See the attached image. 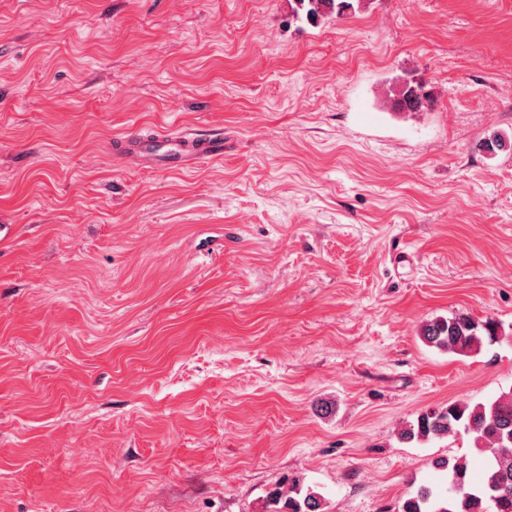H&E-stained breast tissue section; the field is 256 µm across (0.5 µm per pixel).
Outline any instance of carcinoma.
<instances>
[{
	"label": "carcinoma",
	"mask_w": 512,
	"mask_h": 512,
	"mask_svg": "<svg viewBox=\"0 0 512 512\" xmlns=\"http://www.w3.org/2000/svg\"><path fill=\"white\" fill-rule=\"evenodd\" d=\"M365 0H293L292 12L299 21L318 26L331 19L362 11ZM431 103V93L423 82L404 79L394 91V108L400 112H420ZM498 336V324L476 321L467 313L426 321L420 331L423 342L438 350L466 356L479 351L484 341ZM472 437L474 447L488 453L481 478L469 477L467 462L441 458L433 467L446 474L443 486L422 485L409 493L396 512H512V391L479 402L455 401L429 408L400 429L399 440L422 441ZM264 512H323L321 496L302 491L301 480L291 477L276 486L266 499Z\"/></svg>",
	"instance_id": "obj_1"
}]
</instances>
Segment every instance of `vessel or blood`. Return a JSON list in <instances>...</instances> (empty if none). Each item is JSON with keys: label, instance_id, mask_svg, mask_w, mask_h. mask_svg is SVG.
Wrapping results in <instances>:
<instances>
[{"label": "vessel or blood", "instance_id": "vessel-or-blood-1", "mask_svg": "<svg viewBox=\"0 0 512 512\" xmlns=\"http://www.w3.org/2000/svg\"><path fill=\"white\" fill-rule=\"evenodd\" d=\"M113 151L128 162L152 159L167 170H180L189 165L223 157V134L203 135L197 131L178 134L156 129L115 139Z\"/></svg>", "mask_w": 512, "mask_h": 512}]
</instances>
